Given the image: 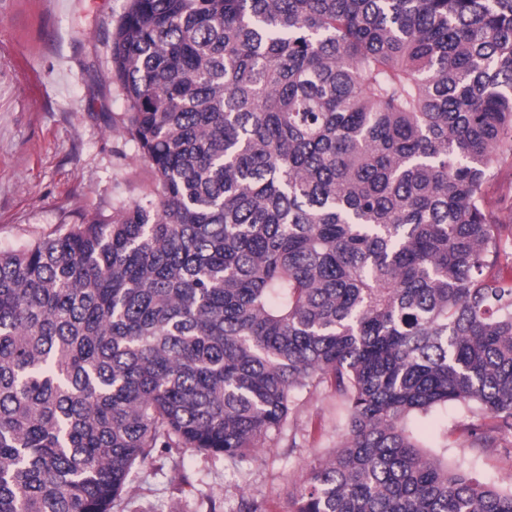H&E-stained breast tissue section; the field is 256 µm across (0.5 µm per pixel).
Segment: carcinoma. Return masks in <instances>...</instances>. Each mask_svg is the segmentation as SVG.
Masks as SVG:
<instances>
[{"label": "carcinoma", "instance_id": "obj_1", "mask_svg": "<svg viewBox=\"0 0 512 512\" xmlns=\"http://www.w3.org/2000/svg\"><path fill=\"white\" fill-rule=\"evenodd\" d=\"M151 199L0 252V512H124L158 448L345 431L289 512H512L408 422L512 436V0H129Z\"/></svg>", "mask_w": 512, "mask_h": 512}]
</instances>
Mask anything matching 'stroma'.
<instances>
[{"label":"stroma","instance_id":"35a3bbf8","mask_svg":"<svg viewBox=\"0 0 512 512\" xmlns=\"http://www.w3.org/2000/svg\"><path fill=\"white\" fill-rule=\"evenodd\" d=\"M128 0H0V251L149 195L150 167L120 129L128 103L112 77V34ZM342 410L325 388L301 394L296 434L256 465L174 448L136 470L125 512H233L241 499L288 512L307 469L336 444ZM473 412L449 403L412 426L422 444L480 482L512 486V454L484 452Z\"/></svg>","mask_w":512,"mask_h":512}]
</instances>
